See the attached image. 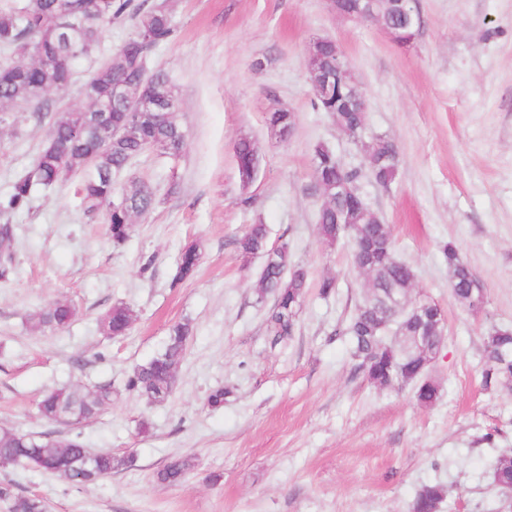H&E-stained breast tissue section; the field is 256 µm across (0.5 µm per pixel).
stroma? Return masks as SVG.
I'll list each match as a JSON object with an SVG mask.
<instances>
[{"mask_svg":"<svg viewBox=\"0 0 512 512\" xmlns=\"http://www.w3.org/2000/svg\"><path fill=\"white\" fill-rule=\"evenodd\" d=\"M174 27L150 49L149 68L168 72L187 134L172 160L149 151L118 181L151 187L156 205L113 244L104 212L84 213L77 179L40 188L12 217L18 272L0 284V428L80 435L89 448L133 455L126 469L86 487L34 470H0L15 494L51 512H408L418 490H446L439 512H512L492 480L512 451V391L480 386L482 339L512 325V0H418L422 26L405 45L374 22L332 12L327 0H162ZM131 19L105 25L72 82L50 97L86 104L89 71L133 34ZM345 52L366 95V136L399 148L389 187L362 176L359 190L390 224L398 258L415 273V294L437 302L446 346L429 369L438 400L421 407L412 386L377 388L355 373L345 329L368 279L352 270L350 244H325L317 226L313 150L330 147L346 167H364L360 144L313 106L305 57L314 38ZM294 112L290 138L270 112ZM19 132L0 130V194L28 172L45 126L19 113ZM256 144L257 175L239 181L234 145ZM263 221L271 242L288 240L312 283L293 336L272 344L271 301H258L260 260L243 263L235 238ZM455 241L488 290L475 317L448 290L440 247ZM200 253L194 276L176 280L184 246ZM337 279L330 297L323 277ZM59 300L69 328L29 319ZM134 312L127 335L100 321L116 304ZM190 321L194 335L170 398L148 404L123 384ZM112 384L110 405L73 427L51 424L36 404L49 389ZM223 408L207 407L216 388ZM149 429L139 433V421ZM190 457L175 485L155 474Z\"/></svg>","mask_w":512,"mask_h":512,"instance_id":"stroma-1","label":"stroma"}]
</instances>
